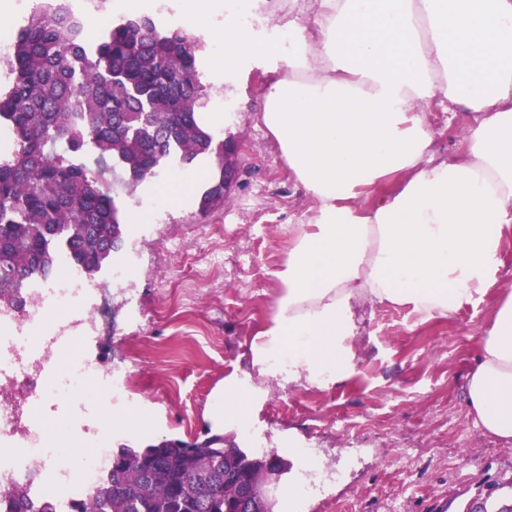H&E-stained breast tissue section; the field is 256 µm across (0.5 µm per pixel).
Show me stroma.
<instances>
[{
	"label": "stroma",
	"mask_w": 512,
	"mask_h": 512,
	"mask_svg": "<svg viewBox=\"0 0 512 512\" xmlns=\"http://www.w3.org/2000/svg\"><path fill=\"white\" fill-rule=\"evenodd\" d=\"M208 110L230 103L224 137V206H198L211 170L171 166L124 204L123 249L88 284L114 267L128 274L112 291V332L81 340L88 358L123 382L108 412L147 409L146 429L116 426L110 450L154 440L201 441L222 433L210 409L225 375L251 370L249 345L272 312L276 277L291 244L290 225L312 204L257 124L266 76L243 62L238 96L211 79L213 57L200 52ZM441 149L463 148L462 108H432ZM186 183H178L179 175ZM176 188L185 204L164 203ZM512 291V230L505 232L488 288L445 318L422 321L409 308L358 302L352 373L331 387L256 380L263 395L249 430L232 429L245 451L284 448L296 437L311 463L301 477L306 512H503L512 507V445L477 428L466 379L497 298Z\"/></svg>",
	"instance_id": "35a3bbf8"
}]
</instances>
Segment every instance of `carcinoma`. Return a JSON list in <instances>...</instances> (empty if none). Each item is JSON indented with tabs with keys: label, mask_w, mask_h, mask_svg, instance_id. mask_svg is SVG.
<instances>
[{
	"label": "carcinoma",
	"mask_w": 512,
	"mask_h": 512,
	"mask_svg": "<svg viewBox=\"0 0 512 512\" xmlns=\"http://www.w3.org/2000/svg\"><path fill=\"white\" fill-rule=\"evenodd\" d=\"M87 51L65 14L40 5L3 63L0 124V305L23 302L35 276L58 271L59 253L86 274L101 269L123 238L120 199L173 164L215 159L203 211L224 205V139L205 129L209 99L199 43L154 19H114ZM84 500L68 512H260L239 509L224 475L262 467L222 435L200 443L124 445ZM0 512H61L50 495L0 489Z\"/></svg>",
	"instance_id": "1"
}]
</instances>
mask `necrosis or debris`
<instances>
[{"mask_svg":"<svg viewBox=\"0 0 512 512\" xmlns=\"http://www.w3.org/2000/svg\"><path fill=\"white\" fill-rule=\"evenodd\" d=\"M23 311L0 324V385L17 389L19 401L0 397V488L41 477L45 492L66 502L83 496L107 469L104 439L111 423H90L97 406L122 388L111 372L100 370L77 347L78 318L48 319L53 307L81 302L83 289L70 279L54 286L39 282ZM46 402L60 412L47 417Z\"/></svg>","mask_w":512,"mask_h":512,"instance_id":"4bbe7bcc","label":"necrosis or debris"}]
</instances>
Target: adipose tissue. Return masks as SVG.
Instances as JSON below:
<instances>
[{
  "instance_id": "adipose-tissue-1",
  "label": "adipose tissue",
  "mask_w": 512,
  "mask_h": 512,
  "mask_svg": "<svg viewBox=\"0 0 512 512\" xmlns=\"http://www.w3.org/2000/svg\"><path fill=\"white\" fill-rule=\"evenodd\" d=\"M288 51L225 18L216 81L267 60L260 126L311 206L291 228L281 290L250 345L256 376L336 384L366 298L445 316L486 288L512 227V0H290ZM472 114L459 156L426 114ZM476 426L512 442V292L478 338ZM261 397L230 374L211 418L245 425Z\"/></svg>"
}]
</instances>
